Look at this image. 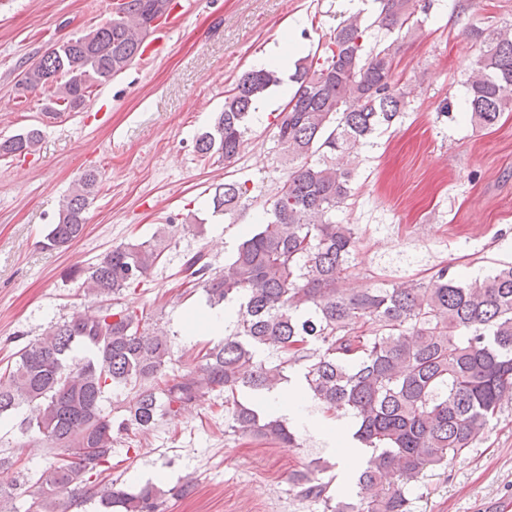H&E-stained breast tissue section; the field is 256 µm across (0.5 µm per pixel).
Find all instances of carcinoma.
<instances>
[{"instance_id": "obj_1", "label": "carcinoma", "mask_w": 512, "mask_h": 512, "mask_svg": "<svg viewBox=\"0 0 512 512\" xmlns=\"http://www.w3.org/2000/svg\"><path fill=\"white\" fill-rule=\"evenodd\" d=\"M375 19L341 20L322 55L298 60L295 90L276 123L275 144L288 174L267 218L247 232L224 269L212 274L205 254L184 263L185 279L210 305L236 309L224 343L200 350L174 368L162 331L145 326L144 310L118 302L159 261L161 242L200 224H171L150 240L112 248L74 275L84 295L114 300L50 326L0 370V415L26 410L23 433L56 450L38 477V497L25 512H71L96 499L105 512H160L165 498L194 487L186 477L168 489L148 482L130 490L103 483L112 447L129 433L146 434L179 417L212 392L224 394V434L263 438L290 448L299 439L280 419L267 418L239 396L264 397L305 362L308 396L326 412L358 419L354 440L372 449L357 477V498L338 500L332 480L315 471L294 477L298 495L323 512H410V490L428 470L457 458L482 440L512 400V263L462 281L443 267L433 286L408 280L345 293L339 283L353 267L355 225L336 222L352 196L353 164L374 134L395 124L409 92L396 79L400 39L424 25L420 0H374ZM174 0H124L103 26L53 45L20 72L18 88L47 90L63 109L81 107L92 88L123 73L148 48L155 27L170 18ZM483 46L467 80L465 112L479 128L512 112V25H474ZM282 83L279 72H243L224 96L212 131L195 144L202 158L234 159L257 99ZM41 130L0 141V157H26ZM97 175L85 172L63 199L57 223L41 241L66 248L80 239L95 198ZM238 181L215 187L212 213L233 217L250 197ZM88 355L76 360L74 347ZM132 391L121 414H103L114 389ZM392 472L398 483L382 485Z\"/></svg>"}]
</instances>
